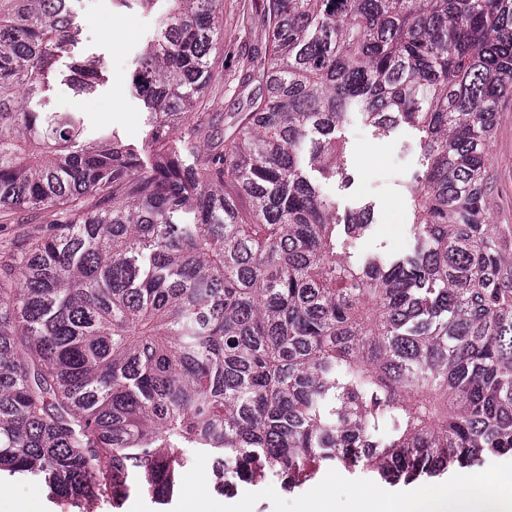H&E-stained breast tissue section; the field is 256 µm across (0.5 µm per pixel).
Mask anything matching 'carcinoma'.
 <instances>
[{
    "label": "carcinoma",
    "instance_id": "obj_1",
    "mask_svg": "<svg viewBox=\"0 0 512 512\" xmlns=\"http://www.w3.org/2000/svg\"><path fill=\"white\" fill-rule=\"evenodd\" d=\"M159 18L132 77L142 147L46 111L58 62L90 95L71 0H0V212L46 214L0 265V472L78 512L167 501L198 458L291 490L324 463L396 483L512 452V225L488 150L512 95V0H266L258 87L202 146L224 0ZM414 126V249L350 252L336 136Z\"/></svg>",
    "mask_w": 512,
    "mask_h": 512
}]
</instances>
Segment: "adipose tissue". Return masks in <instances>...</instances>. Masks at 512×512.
<instances>
[{
	"label": "adipose tissue",
	"mask_w": 512,
	"mask_h": 512,
	"mask_svg": "<svg viewBox=\"0 0 512 512\" xmlns=\"http://www.w3.org/2000/svg\"><path fill=\"white\" fill-rule=\"evenodd\" d=\"M347 495L350 512H512V472L468 471L447 484L406 493L356 483Z\"/></svg>",
	"instance_id": "ef3b65f1"
}]
</instances>
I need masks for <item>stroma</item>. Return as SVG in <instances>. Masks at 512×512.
<instances>
[{
    "instance_id": "35a3bbf8",
    "label": "stroma",
    "mask_w": 512,
    "mask_h": 512,
    "mask_svg": "<svg viewBox=\"0 0 512 512\" xmlns=\"http://www.w3.org/2000/svg\"><path fill=\"white\" fill-rule=\"evenodd\" d=\"M263 0H224V52L214 60L216 78L226 85L224 93L207 97L202 105L216 124L228 126L231 116L246 109L250 91H238L236 60L245 50H262L258 35L244 27L243 17L262 8ZM75 22L81 29V54L100 56L108 80L90 97L74 96L67 85L55 83L49 97L56 112H75L84 121L87 136L112 130L125 143L142 145L146 139V110L133 86L132 75L148 42L155 34V15L134 7L115 5L113 0H72ZM345 143L347 165L353 173L349 185L330 182L327 196L335 200L339 212L372 205L374 227L358 243V250L402 253L413 246L409 235L411 204L408 188L423 168L424 159L417 131L402 123L390 134L380 136L358 117H351L340 130ZM494 171L491 188L493 220L512 224V99L503 103L496 134L489 149ZM273 481L247 486L241 481L224 492L209 491L213 512L244 490H252V512H302L306 487L279 490L266 497ZM0 495L34 505L36 512H72L69 503L52 498L47 486L37 479L0 476Z\"/></svg>"
}]
</instances>
